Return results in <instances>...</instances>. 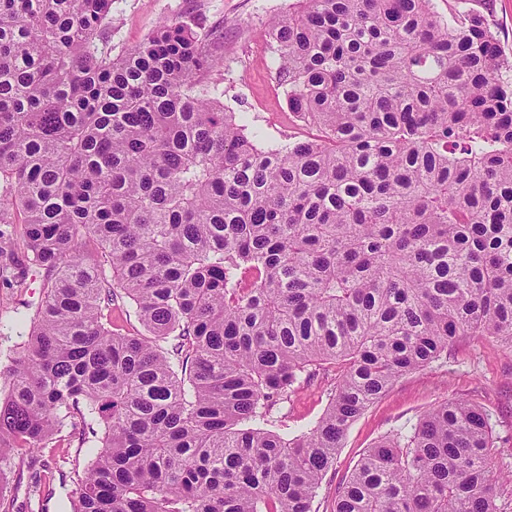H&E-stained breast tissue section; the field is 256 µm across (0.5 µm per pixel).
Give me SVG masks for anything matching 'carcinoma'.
<instances>
[{
	"label": "carcinoma",
	"mask_w": 512,
	"mask_h": 512,
	"mask_svg": "<svg viewBox=\"0 0 512 512\" xmlns=\"http://www.w3.org/2000/svg\"><path fill=\"white\" fill-rule=\"evenodd\" d=\"M111 19L0 0V283L45 274L0 372V472L68 426L101 449L72 512H312L399 378L461 336L512 346V61L479 11L293 0L267 37L317 134L263 143L211 81L224 32L169 20L114 56ZM126 302L140 335L112 322ZM326 365V409L283 436ZM493 444L487 408L442 402L334 512H505ZM335 368L320 369L317 378L310 385L305 386L296 393L290 402L276 412L275 416H282L285 426L278 427L280 433L284 432L292 437L306 431L321 415L328 403V392L335 382Z\"/></svg>",
	"instance_id": "cac0c4a2"
}]
</instances>
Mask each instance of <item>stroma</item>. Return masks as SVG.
Instances as JSON below:
<instances>
[{
  "label": "stroma",
  "mask_w": 512,
  "mask_h": 512,
  "mask_svg": "<svg viewBox=\"0 0 512 512\" xmlns=\"http://www.w3.org/2000/svg\"><path fill=\"white\" fill-rule=\"evenodd\" d=\"M291 0H113L112 48L137 43L160 21L198 19L204 25L224 24V46L212 74L226 107L238 112L249 130L268 141L295 133L275 73V60L264 36L268 20L287 12ZM435 10H478L508 58L512 59V0H433ZM24 291L0 284V371L11 364L20 333L30 324L43 298V277L30 268ZM334 368L320 370L310 385L285 403L280 414L284 433L309 429L328 403ZM466 399L493 414L494 463H512V347L492 338L460 337L447 359L400 378L348 429L336 461L328 469L314 501L315 512H333L336 495L368 448L402 425L450 399ZM94 449L66 442L24 458H14L0 500L8 512H71L77 471Z\"/></svg>",
  "instance_id": "stroma-1"
}]
</instances>
